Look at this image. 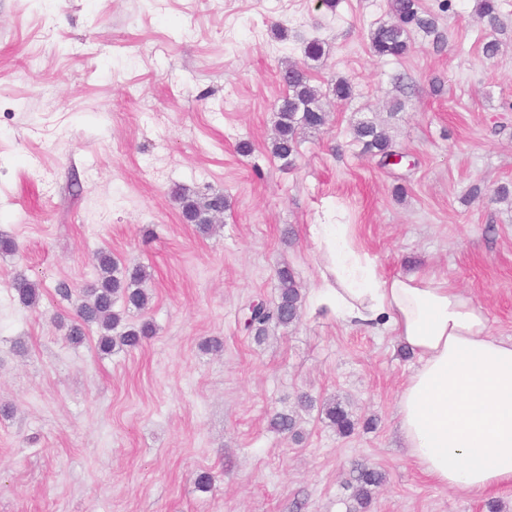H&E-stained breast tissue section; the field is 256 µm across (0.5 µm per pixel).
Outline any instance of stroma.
I'll return each mask as SVG.
<instances>
[{
	"label": "stroma",
	"mask_w": 512,
	"mask_h": 512,
	"mask_svg": "<svg viewBox=\"0 0 512 512\" xmlns=\"http://www.w3.org/2000/svg\"><path fill=\"white\" fill-rule=\"evenodd\" d=\"M419 6L446 44L415 28L406 57L381 60L387 0H0V234L18 245L0 253V512H349L357 464L386 476L366 512H512V489L475 498L413 464L397 403L415 361L395 336L308 302L264 341L241 328L276 300L279 268L312 296V225L350 224L381 274L446 279L512 339V199L495 197L512 188V0L493 26L476 0ZM313 38L328 120L287 167L270 152L280 73ZM341 78L344 102L328 94ZM362 121L404 162L365 153ZM176 188L225 195L210 235L183 223ZM100 250L152 274L148 308L126 316L156 326L137 350L102 354L93 328L65 340ZM20 271L37 308L13 297ZM303 394L300 439L274 431Z\"/></svg>",
	"instance_id": "1"
}]
</instances>
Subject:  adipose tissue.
<instances>
[{
    "label": "adipose tissue",
    "mask_w": 512,
    "mask_h": 512,
    "mask_svg": "<svg viewBox=\"0 0 512 512\" xmlns=\"http://www.w3.org/2000/svg\"><path fill=\"white\" fill-rule=\"evenodd\" d=\"M312 233L326 258L315 305L348 324L383 326L416 359L397 415L419 472L476 498L512 489V340L491 336L483 309L448 282L380 275L350 225Z\"/></svg>",
    "instance_id": "ef3b65f1"
}]
</instances>
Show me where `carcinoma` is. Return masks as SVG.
Here are the masks:
<instances>
[{
	"instance_id": "cac0c4a2",
	"label": "carcinoma",
	"mask_w": 512,
	"mask_h": 512,
	"mask_svg": "<svg viewBox=\"0 0 512 512\" xmlns=\"http://www.w3.org/2000/svg\"><path fill=\"white\" fill-rule=\"evenodd\" d=\"M389 10L395 18L393 23H382L370 33V51L380 58H402L409 54L411 43L410 28L416 27L432 34L436 42L445 43L444 36L438 31L435 18L419 11L418 0H389ZM477 15L493 24L498 20V0H478ZM281 79L288 93L278 105L276 136L272 143V153L288 166L294 164L298 154V131L302 128L318 129L326 122V113L318 104V92L311 86L304 67L290 65L281 72ZM355 138L363 143L364 149L381 157L394 152L389 135L374 123H361L354 131ZM183 220L194 224L202 232L210 229L217 215L224 213L228 205L224 194H215L204 199L195 198L183 191L174 192ZM95 278L85 289V302L76 311V317L69 327L67 341L73 345L83 342L86 327L96 324L100 328L97 339L98 349L109 354L114 349L135 350L143 342L155 335V325L142 321L127 326L123 331L117 328L123 320L124 311L131 308L142 310L149 303V296L141 288L148 277L143 267L127 269L120 267L108 252L101 251L94 264ZM279 288L278 302L265 310L250 329L255 336L267 334L270 325L288 326L301 319L304 296L294 272L288 268L277 271ZM12 288L18 301L26 307H35L41 298L40 283L23 274L17 275ZM330 423L341 435H349L355 428V422L342 407L331 405L326 409ZM295 417L285 411L277 412L271 418V426L282 434L297 436ZM354 480L357 483L354 500L358 508L349 512H359L371 499V487L381 484L382 473L367 467L356 469Z\"/></svg>"
}]
</instances>
